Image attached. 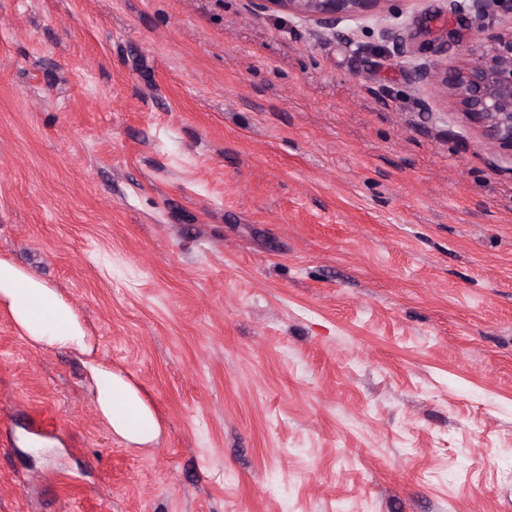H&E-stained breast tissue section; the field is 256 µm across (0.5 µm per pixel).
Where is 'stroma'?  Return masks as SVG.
<instances>
[{
  "instance_id": "1",
  "label": "stroma",
  "mask_w": 512,
  "mask_h": 512,
  "mask_svg": "<svg viewBox=\"0 0 512 512\" xmlns=\"http://www.w3.org/2000/svg\"><path fill=\"white\" fill-rule=\"evenodd\" d=\"M447 26L0 0V257L160 426L0 314V512H512V154L383 40ZM0 312L30 345L83 356L90 390L102 421L125 440L144 445L159 435L154 414L138 390L112 364L95 354L90 336L72 306L43 281L0 258Z\"/></svg>"
}]
</instances>
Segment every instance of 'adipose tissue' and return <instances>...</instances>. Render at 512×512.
Listing matches in <instances>:
<instances>
[{"label":"adipose tissue","mask_w":512,"mask_h":512,"mask_svg":"<svg viewBox=\"0 0 512 512\" xmlns=\"http://www.w3.org/2000/svg\"><path fill=\"white\" fill-rule=\"evenodd\" d=\"M0 312L30 345L82 356L102 421L125 440L144 445L159 435L154 414L138 390L110 362L97 357L94 340L72 306L43 281L0 258Z\"/></svg>","instance_id":"adipose-tissue-1"}]
</instances>
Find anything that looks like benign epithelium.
Listing matches in <instances>:
<instances>
[{
	"label": "benign epithelium",
	"mask_w": 512,
	"mask_h": 512,
	"mask_svg": "<svg viewBox=\"0 0 512 512\" xmlns=\"http://www.w3.org/2000/svg\"><path fill=\"white\" fill-rule=\"evenodd\" d=\"M264 11L281 12L314 20L331 34L351 22L373 17L391 0H253ZM450 12L480 23L479 36L466 51V62L436 60L412 66L415 80L431 84L450 95L469 120L480 125L498 147L512 152V28L502 30L496 21L512 15V0H448ZM394 53L409 54L407 40L390 30L385 34Z\"/></svg>",
	"instance_id": "1"
}]
</instances>
